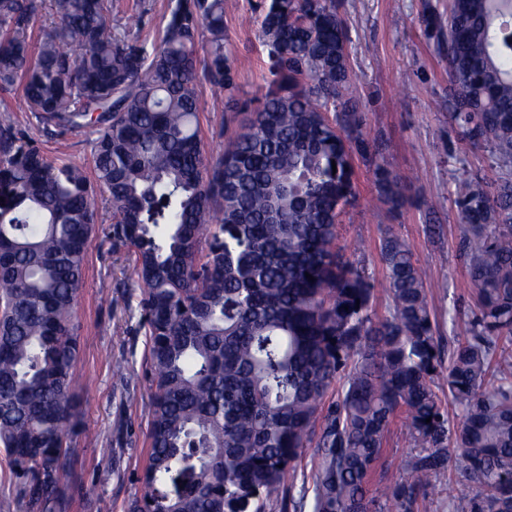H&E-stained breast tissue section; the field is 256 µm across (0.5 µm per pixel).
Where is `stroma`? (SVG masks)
I'll return each mask as SVG.
<instances>
[{
    "label": "stroma",
    "mask_w": 512,
    "mask_h": 512,
    "mask_svg": "<svg viewBox=\"0 0 512 512\" xmlns=\"http://www.w3.org/2000/svg\"><path fill=\"white\" fill-rule=\"evenodd\" d=\"M350 38L353 98L364 119L370 149L402 176L407 201L389 212L378 195L371 167L356 160L353 206L340 218L345 256L364 265L372 277L377 316L390 299L384 288L380 242L393 229L413 246L441 338L466 336L471 293L452 190L456 179L491 174L490 152L463 139L448 118V67L438 55L439 32L425 27L427 8L445 10L448 0H343ZM253 0H224L226 48L238 70V99L254 97L265 84L266 52L259 36ZM201 127L207 158L224 151V134L240 121L227 99L210 89L201 94ZM112 222V205H99L98 225ZM94 233L88 244L77 316L80 361L74 390L87 435L73 438L70 470L73 500L69 512H128L144 491L151 389L142 376L144 338L131 297L137 279L126 249H111ZM456 322H449V315ZM124 367L128 381L117 380ZM111 454H104V447Z\"/></svg>",
    "instance_id": "1"
}]
</instances>
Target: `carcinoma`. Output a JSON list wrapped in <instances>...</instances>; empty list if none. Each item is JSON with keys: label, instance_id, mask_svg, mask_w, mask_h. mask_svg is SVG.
<instances>
[{"label": "carcinoma", "instance_id": "carcinoma-1", "mask_svg": "<svg viewBox=\"0 0 512 512\" xmlns=\"http://www.w3.org/2000/svg\"><path fill=\"white\" fill-rule=\"evenodd\" d=\"M43 4L0 0V94L22 90L52 137L95 138L88 171L0 122V449L18 512L69 509L70 438L87 431L76 306L104 195L154 388L129 512H430L446 477L468 489L448 512H512V0H448L437 41L451 120L495 170L455 183L476 312L446 354L404 238L381 241L382 318L337 246L354 156L389 211L407 200L349 97L340 0L257 5L266 90L214 163L200 87L238 89L224 0H168L151 42L141 8L112 25L113 0H50L36 39ZM399 416L415 452L374 489ZM307 468L296 494L288 476Z\"/></svg>", "mask_w": 512, "mask_h": 512}]
</instances>
